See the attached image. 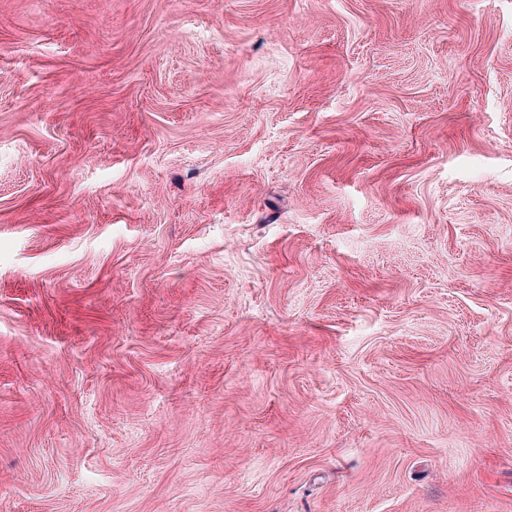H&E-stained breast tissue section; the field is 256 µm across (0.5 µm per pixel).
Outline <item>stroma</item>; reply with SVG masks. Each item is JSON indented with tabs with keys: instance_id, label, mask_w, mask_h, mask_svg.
<instances>
[{
	"instance_id": "1",
	"label": "stroma",
	"mask_w": 512,
	"mask_h": 512,
	"mask_svg": "<svg viewBox=\"0 0 512 512\" xmlns=\"http://www.w3.org/2000/svg\"><path fill=\"white\" fill-rule=\"evenodd\" d=\"M0 512H512V0H0Z\"/></svg>"
}]
</instances>
